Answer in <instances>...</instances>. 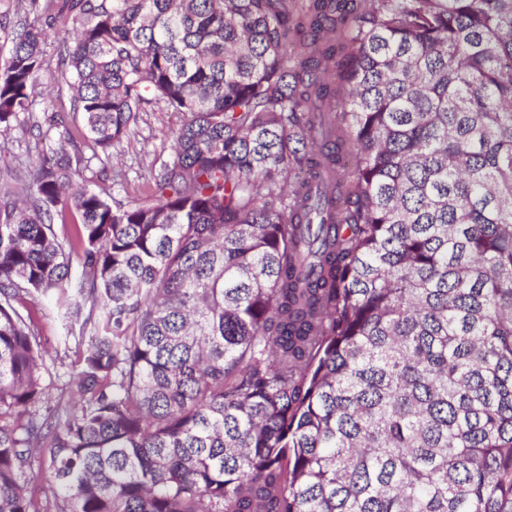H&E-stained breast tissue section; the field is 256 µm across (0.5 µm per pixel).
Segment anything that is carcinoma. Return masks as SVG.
<instances>
[{
  "mask_svg": "<svg viewBox=\"0 0 512 512\" xmlns=\"http://www.w3.org/2000/svg\"><path fill=\"white\" fill-rule=\"evenodd\" d=\"M15 11L0 128L60 22L94 153L0 188V512H512V0ZM161 103L147 200L86 185ZM24 294L91 325L55 398Z\"/></svg>",
  "mask_w": 512,
  "mask_h": 512,
  "instance_id": "1",
  "label": "carcinoma"
}]
</instances>
